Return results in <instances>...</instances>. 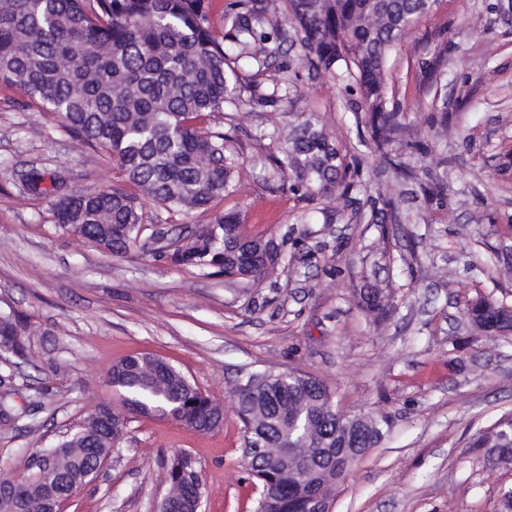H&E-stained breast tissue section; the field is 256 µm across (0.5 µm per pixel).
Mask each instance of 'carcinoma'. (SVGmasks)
I'll use <instances>...</instances> for the list:
<instances>
[{"mask_svg":"<svg viewBox=\"0 0 512 512\" xmlns=\"http://www.w3.org/2000/svg\"><path fill=\"white\" fill-rule=\"evenodd\" d=\"M289 29L275 46L251 50L268 11L280 0H231L225 11L229 35L257 72L266 57L286 44L299 45L309 69L352 82L369 112L373 138L395 132L387 109L386 61L396 42L427 13L420 0H285ZM212 0H0V83L15 86L55 116L78 142L105 151L125 178L122 186L93 192H64V179L46 185L47 173L31 167L20 191L47 196L58 226L109 253L136 241L145 221L143 200L168 212L212 213L209 228L177 238L165 257L173 266L212 270L226 277L266 275L281 258L283 243L269 238L255 266L235 250L241 224L235 212H218L217 201L235 192L237 159L224 124L234 115L224 104L236 97L238 75L212 31ZM70 63L62 68L59 61ZM288 148L275 159L294 193L349 196L359 171L336 168V145L313 114L293 125ZM367 314L391 312L389 298L373 288L364 296ZM499 305L480 299L467 315L492 317ZM30 325L17 311L0 310V353L19 361L31 357ZM258 387L233 391L243 425L258 427L261 445L288 446V475L268 456L248 467L278 505L279 512H304L303 481L329 499L350 468L377 442L360 441L341 456L336 441L340 416L318 379L298 374L257 376ZM123 407L143 416L170 417L199 432L224 421L207 394L177 367L155 356H131L112 367L109 380ZM102 402L84 423L39 451L27 467L28 482L11 489L14 512H51L56 499L74 496L92 481L99 458L124 435L126 415ZM512 416L501 417L473 443L487 462L511 464ZM168 481L176 496L160 512H194L204 494L199 462L188 452L173 455Z\"/></svg>","mask_w":512,"mask_h":512,"instance_id":"1","label":"carcinoma"}]
</instances>
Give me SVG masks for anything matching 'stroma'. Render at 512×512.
<instances>
[{
  "label": "stroma",
  "mask_w": 512,
  "mask_h": 512,
  "mask_svg": "<svg viewBox=\"0 0 512 512\" xmlns=\"http://www.w3.org/2000/svg\"><path fill=\"white\" fill-rule=\"evenodd\" d=\"M291 55L293 80H259L238 106L237 190L218 208L239 213L248 234L303 243L245 286L162 257L152 217L207 223L196 212L145 203L149 222L123 254L58 228L51 198L20 193L21 171L66 169L74 191L122 185V172L0 85V308L27 314L34 333L29 363L0 358L18 410L0 418V468L26 472L97 404L119 405L108 377L130 355L170 361L224 406L208 433L129 415L66 512H158L165 462L184 450L203 470L202 512H255L261 488L233 391L258 371L313 376L340 411L386 419L331 512H500L512 492V464L488 465L472 445L512 413V335H485L466 316L483 297L512 306V0H436L401 38L386 70L402 129L382 147L358 96ZM311 113L363 167L349 198L294 195L267 160L279 132ZM374 207L384 223H363ZM370 288L391 297L383 320L361 306Z\"/></svg>",
  "instance_id": "1"
}]
</instances>
